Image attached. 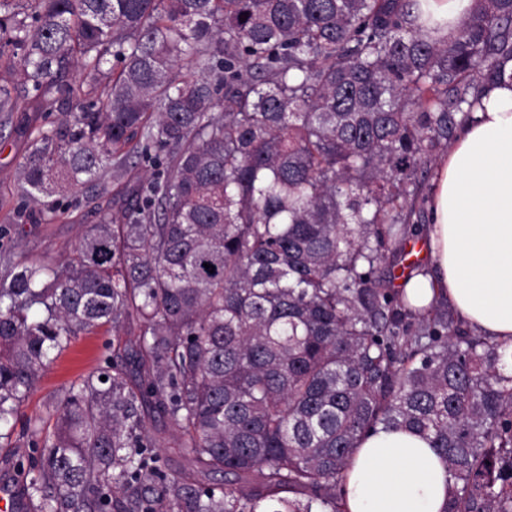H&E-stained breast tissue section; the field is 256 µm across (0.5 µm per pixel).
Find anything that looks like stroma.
<instances>
[{"mask_svg":"<svg viewBox=\"0 0 512 512\" xmlns=\"http://www.w3.org/2000/svg\"><path fill=\"white\" fill-rule=\"evenodd\" d=\"M47 109L30 106L21 121L0 128V267L10 259L23 258L37 264L57 265L73 251L81 233L94 222V209L109 208L120 185L108 183L106 191L94 198H69L68 216L53 224L40 223L42 208L52 207V199L41 205L24 201L15 191V170L28 151L25 127L39 126L54 120ZM113 341L112 331L100 329L83 334L48 368L39 373L28 398L22 403L11 437L0 439V483L21 486V473L28 470L39 452L28 445L23 431L28 422L53 428L46 416L48 401L61 400L69 384L96 367Z\"/></svg>","mask_w":512,"mask_h":512,"instance_id":"stroma-1","label":"stroma"}]
</instances>
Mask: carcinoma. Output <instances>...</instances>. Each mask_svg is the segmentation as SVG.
Instances as JSON below:
<instances>
[{"label": "carcinoma", "instance_id": "1", "mask_svg": "<svg viewBox=\"0 0 512 512\" xmlns=\"http://www.w3.org/2000/svg\"><path fill=\"white\" fill-rule=\"evenodd\" d=\"M421 15V0H0V118L60 112L27 129L18 195L125 187L64 263L0 277V427L79 335L115 336L54 428L30 432L40 512H344L378 426L448 462L444 512H512L502 345L393 285L428 165L512 79V0H475L442 38ZM156 415L195 470L167 473Z\"/></svg>", "mask_w": 512, "mask_h": 512}]
</instances>
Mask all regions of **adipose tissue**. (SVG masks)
<instances>
[{
	"mask_svg": "<svg viewBox=\"0 0 512 512\" xmlns=\"http://www.w3.org/2000/svg\"><path fill=\"white\" fill-rule=\"evenodd\" d=\"M429 263L402 282L414 307L446 299L473 330L512 354V82L490 86L460 126L426 199ZM450 476L418 434L377 428L345 475L347 512H442Z\"/></svg>",
	"mask_w": 512,
	"mask_h": 512,
	"instance_id": "ef3b65f1",
	"label": "adipose tissue"
}]
</instances>
